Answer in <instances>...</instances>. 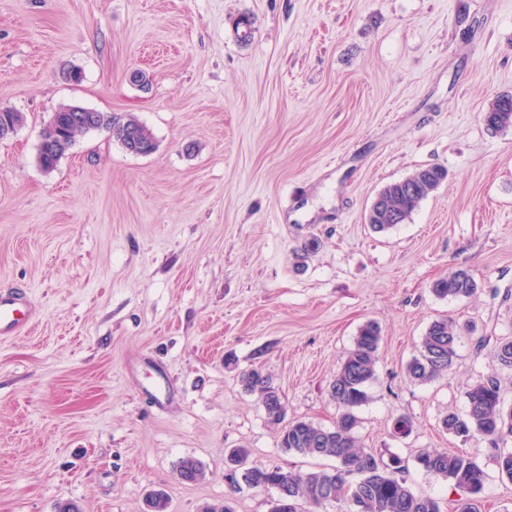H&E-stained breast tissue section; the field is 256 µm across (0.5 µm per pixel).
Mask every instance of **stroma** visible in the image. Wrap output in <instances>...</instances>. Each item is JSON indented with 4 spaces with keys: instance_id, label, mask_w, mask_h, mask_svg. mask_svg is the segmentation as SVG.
Listing matches in <instances>:
<instances>
[{
    "instance_id": "35a3bbf8",
    "label": "stroma",
    "mask_w": 512,
    "mask_h": 512,
    "mask_svg": "<svg viewBox=\"0 0 512 512\" xmlns=\"http://www.w3.org/2000/svg\"><path fill=\"white\" fill-rule=\"evenodd\" d=\"M510 94L512 0H0V108L25 116L0 141V289L37 307L0 342V512H145L155 489L170 512H270L275 490H230L229 449L300 474L333 462L282 452L240 372L270 374L288 419L332 426L330 382L369 320L382 341L363 448L471 456L487 473L480 512H512L494 463L512 440L441 425L490 376L512 406L495 357L512 336V128L481 119ZM67 104L134 113L154 151L93 131L42 171L41 129ZM432 165L447 180L372 231L377 193ZM455 268L476 296L432 293ZM440 318L461 328L457 359L412 381ZM399 415L409 436L391 433ZM184 457L202 480L179 478Z\"/></svg>"
}]
</instances>
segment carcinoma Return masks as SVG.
I'll list each match as a JSON object with an SVG mask.
<instances>
[{
    "label": "carcinoma",
    "instance_id": "1",
    "mask_svg": "<svg viewBox=\"0 0 512 512\" xmlns=\"http://www.w3.org/2000/svg\"><path fill=\"white\" fill-rule=\"evenodd\" d=\"M493 117L491 128L512 127V96L500 95L489 105ZM25 116L12 109H0V128L12 131L24 123ZM89 131H104L127 152L147 155L154 151L152 132L132 114L92 111L79 107H59L41 131L37 153L39 167L50 172L75 144L76 138ZM447 178L440 166H429L409 177L387 184L380 195L382 209L368 215L367 223L378 231H387L409 220L418 205ZM479 291L474 275L457 268L437 280L432 292L440 298H469ZM381 328L374 321L361 325L352 348L339 366L329 387V398L337 408L336 421L330 428L307 420H286L287 410L269 374L250 369L242 372L244 389L258 396L267 423L279 429L278 445L288 453L336 460L331 470L297 474L281 467L247 466L249 450L234 448L229 454L230 467L246 471V483L252 488L279 489V495L291 507H275L271 512H300L305 503L319 507L336 502L345 506L339 512H351L352 501L362 504L363 512H441L439 501L412 492L404 474L408 460L397 454L376 456L362 447L356 429L357 409L369 401L368 388L376 375L381 343ZM461 328L453 321H433L421 341L419 355L406 365L408 376L420 383L448 372L457 357ZM498 363L512 369V339L499 342ZM467 410L459 415L448 413L442 419L448 433L465 440L481 437L498 445L512 439V408L507 410L497 378L490 377L473 385L466 393ZM415 467L424 475L447 481L454 490L466 495L461 512H477V501L486 483V473L474 458L446 449H421ZM177 471L185 481L194 482L204 475L202 465L192 457L179 460Z\"/></svg>",
    "mask_w": 512,
    "mask_h": 512
}]
</instances>
